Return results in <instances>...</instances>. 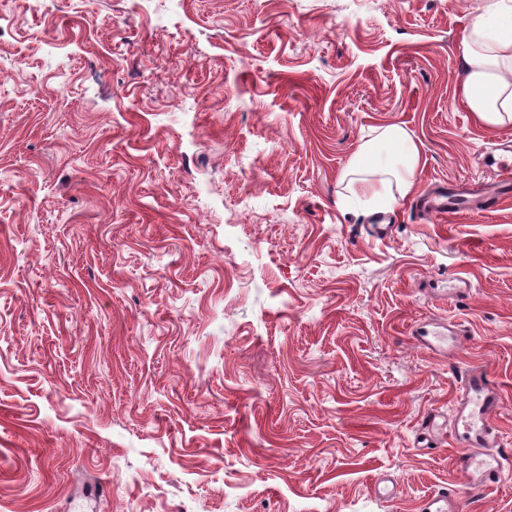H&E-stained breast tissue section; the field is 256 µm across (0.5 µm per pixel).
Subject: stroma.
Masks as SVG:
<instances>
[{
	"instance_id": "35a3bbf8",
	"label": "stroma",
	"mask_w": 512,
	"mask_h": 512,
	"mask_svg": "<svg viewBox=\"0 0 512 512\" xmlns=\"http://www.w3.org/2000/svg\"><path fill=\"white\" fill-rule=\"evenodd\" d=\"M494 2L0 0V512H512L420 428L480 364L512 449V195L419 206L512 167L459 94ZM392 124L382 211L343 176ZM383 135L389 142L399 148V168H394L389 174L394 178L399 193L404 196L413 188L415 183L420 163L419 147L406 130L399 125L388 126ZM459 511V501L448 490L437 491L428 495L421 503V512Z\"/></svg>"
}]
</instances>
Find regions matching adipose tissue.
Listing matches in <instances>:
<instances>
[{
	"mask_svg": "<svg viewBox=\"0 0 512 512\" xmlns=\"http://www.w3.org/2000/svg\"><path fill=\"white\" fill-rule=\"evenodd\" d=\"M505 12L511 14L512 6H496L475 16L457 46L463 70L462 100L491 127L512 123V23L501 21ZM383 135L398 147L399 166L390 177L365 178L358 186L370 201L390 204L395 194L404 195L413 188L420 151L401 126H388Z\"/></svg>",
	"mask_w": 512,
	"mask_h": 512,
	"instance_id": "ef3b65f1",
	"label": "adipose tissue"
}]
</instances>
